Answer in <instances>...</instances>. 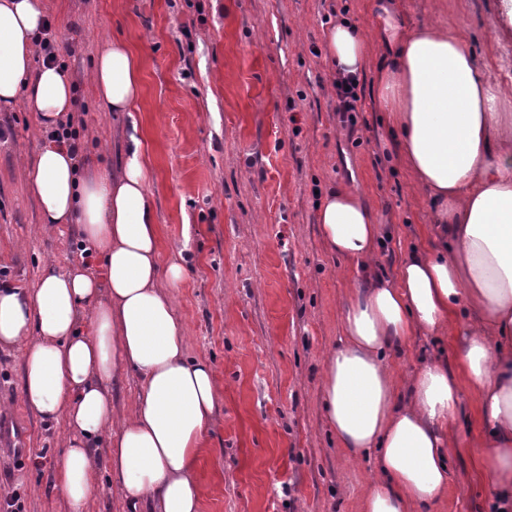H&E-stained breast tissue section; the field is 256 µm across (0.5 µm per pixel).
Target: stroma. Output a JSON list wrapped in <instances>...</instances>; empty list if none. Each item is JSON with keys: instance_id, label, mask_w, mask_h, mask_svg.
<instances>
[{"instance_id": "1", "label": "stroma", "mask_w": 512, "mask_h": 512, "mask_svg": "<svg viewBox=\"0 0 512 512\" xmlns=\"http://www.w3.org/2000/svg\"><path fill=\"white\" fill-rule=\"evenodd\" d=\"M87 115L88 166L112 170L136 118L152 161L150 186L164 253L184 250L188 272L172 289L189 353L207 359L217 402L200 467L202 512H358L370 460H346L322 408L324 351L341 311L364 282L331 254L316 221L321 195L346 183L384 225L376 269L397 278L402 260L429 249L434 220L397 155L386 113L360 77L353 120L336 110L324 33L345 18L375 24L373 0H40ZM415 23L467 37L488 73L512 86V38L494 32L500 0H401ZM143 60L133 116L102 109L93 63L112 37ZM0 283L34 287L45 267L79 258V227L45 224L25 172L47 138L31 103L0 112ZM455 336H413L388 363L398 374L422 360H454ZM1 420L27 430L26 456L0 445V512L20 493L23 512H66L56 470L70 431L27 403L22 351L0 350ZM475 400L463 391L459 453L432 512H494L477 466Z\"/></svg>"}]
</instances>
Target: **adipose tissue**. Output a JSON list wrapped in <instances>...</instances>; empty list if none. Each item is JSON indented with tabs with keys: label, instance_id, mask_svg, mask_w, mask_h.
Returning a JSON list of instances; mask_svg holds the SVG:
<instances>
[{
	"label": "adipose tissue",
	"instance_id": "ef3b65f1",
	"mask_svg": "<svg viewBox=\"0 0 512 512\" xmlns=\"http://www.w3.org/2000/svg\"><path fill=\"white\" fill-rule=\"evenodd\" d=\"M366 35L348 21L325 32L336 73L358 76L372 54L371 85L401 160L434 214L440 250H414L398 278L354 288L341 335L326 353V419L346 458L372 459L360 512H417L438 501L457 453L456 415L470 391L480 423L478 468L496 512H512V113L507 91L478 65L470 42L413 23L398 0H377ZM39 0H0V110L27 97L44 131L73 109L74 84L55 65L34 67ZM101 105L127 112L143 95L142 60L115 37L99 55ZM153 169L138 123L115 173L82 169L66 144L46 141L26 183L46 224L81 228L84 261L45 271L35 287L0 284V349L22 350L23 389L47 421L67 416L58 465L67 512H86L107 467L129 512H201L200 461L216 406L209 361L189 354L169 291L186 258H163L150 197ZM317 222L330 251L370 271L384 233L357 191L327 189ZM99 270H91L90 259ZM91 311L90 326L81 316ZM420 333L460 337L455 365L422 362L397 383L389 354ZM135 376L130 412L113 413L109 385ZM107 440L98 465L92 446Z\"/></svg>",
	"mask_w": 512,
	"mask_h": 512
}]
</instances>
